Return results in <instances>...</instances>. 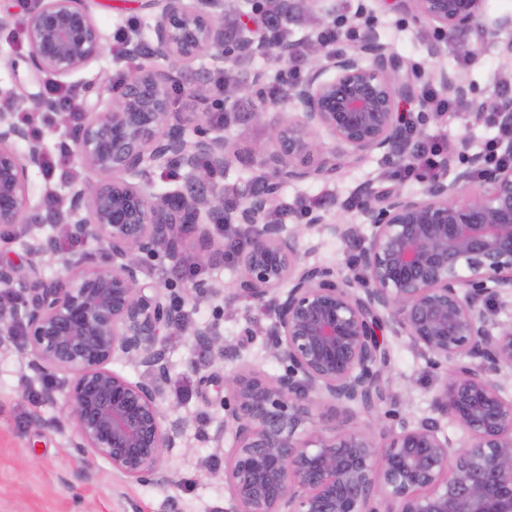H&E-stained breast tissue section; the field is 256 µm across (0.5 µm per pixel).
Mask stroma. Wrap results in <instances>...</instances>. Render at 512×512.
Here are the masks:
<instances>
[{
  "instance_id": "1",
  "label": "stroma",
  "mask_w": 512,
  "mask_h": 512,
  "mask_svg": "<svg viewBox=\"0 0 512 512\" xmlns=\"http://www.w3.org/2000/svg\"><path fill=\"white\" fill-rule=\"evenodd\" d=\"M89 8L108 37L106 49L85 68L63 77L61 84L101 89L99 106L104 109L118 97L123 82L135 74L134 64L120 58L123 42L119 32L134 19L143 26L142 41L151 42L154 18L143 9L142 0H90ZM23 13L19 0H0V17L9 20L7 27L0 28V90L17 96L45 94L50 82H34L27 60L28 45L20 24ZM341 14L354 18L357 26L373 27L413 69L418 87H440V72L449 71L463 75L475 98L490 101L501 92L512 93V57L502 52L504 43L512 42V0H485L480 22L497 32L496 41L488 43L473 28L452 39L443 37L433 24L403 8L397 0H295L288 27L295 39L312 38ZM462 42L472 46L471 56L459 54ZM314 65V59L305 54L288 60L272 55L252 58L250 69L262 76L263 103L271 117L285 122L295 116L283 96L280 74L293 69L302 78ZM438 131L447 135L448 152L459 162L481 152L487 140L501 135L499 123H474L465 113L453 111L442 119H430L425 135L430 138ZM224 135L235 157L217 184L244 187L261 174L260 160L273 149L269 129L263 124L238 123L230 125ZM61 140L59 133L46 138L53 169L29 171L34 201H41L50 190L66 195L65 172H72L79 182L98 179L78 161L60 165ZM367 181L375 182L382 190L406 194H418L425 188L424 182L403 176L400 164L378 153L358 164L342 165L329 178L283 184L278 202L294 207L295 212L281 216L279 222L285 234L295 236L308 262L355 273V248L328 231L307 227L304 214L319 211L328 223L357 225L360 238H368L371 229L359 223L352 205L355 189ZM208 227L210 237L206 240L194 231L186 234L185 262L180 269H173L161 253L140 257L145 279L165 283L167 302L179 306L183 315L180 327L161 333L171 369V381L161 397L162 411L165 416L188 421L180 447L165 457L172 483L124 481L102 461L97 463L90 481H77L74 474L83 456L73 446L61 404L44 401L47 378L31 370L15 346L8 345L0 348V512H214L223 504L228 495L219 476L224 469V451L208 435L224 418L228 398L224 377L252 370L273 379L284 372L285 365L275 355L272 305L259 306L237 294L239 268L226 236L233 232L243 237L247 230L236 220L232 197H225L223 211L209 217ZM50 231L47 224H22L0 235V262L27 267L28 243ZM203 250L212 259L199 269L194 258ZM74 256L100 265L112 263L104 244L63 234L58 238L57 255L38 259L35 272L44 279L62 276L65 259ZM195 281L220 289V296L191 295L188 288ZM201 324L208 325L223 340V358L210 360L196 347L191 333ZM386 341L391 355L385 383L388 399L378 413L370 416L357 409L335 410L319 401L312 407L313 419L332 411L337 428L372 431L379 425L398 427L404 418L431 416V401L445 366L432 365L407 337L390 335Z\"/></svg>"
}]
</instances>
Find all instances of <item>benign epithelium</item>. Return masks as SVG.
I'll return each instance as SVG.
<instances>
[{
	"mask_svg": "<svg viewBox=\"0 0 512 512\" xmlns=\"http://www.w3.org/2000/svg\"><path fill=\"white\" fill-rule=\"evenodd\" d=\"M417 16L453 36L478 23L482 0H405ZM221 0H146L158 9L150 59L188 61L209 53L224 68V24L216 18ZM29 63L36 80L65 76L97 59L106 37L88 0H34L24 22ZM244 56L291 49L256 37L249 22L236 32ZM357 49L323 53V62L291 86L296 118L270 125L275 150L262 167L265 190L245 189L236 219L251 227L238 252L239 292L276 303V355L284 374L269 380L257 373L224 377L232 404L211 439L232 446L222 479L229 496L216 512H512V398L497 375L512 371V324L500 322L494 306L512 295V164L491 166L480 154L466 166L447 159L420 196L382 192L367 182L356 192L359 223L371 226L357 256L365 280L310 264L294 237L266 220L279 186L290 180L326 178L340 164H356L380 152L404 164L413 156L412 136L430 119L419 113L407 123L400 100L418 98L404 61L370 31L357 35ZM169 76L141 65L107 111L85 103L69 139L82 165L103 176L71 185L67 213L48 222L70 235L106 245L112 265L67 262L56 280L28 277L0 264V288L22 300V308L0 303V344L22 329L21 354L42 373L68 374L43 396L64 399L74 447L84 455L76 478L90 480L97 460L126 481L148 477L172 481L165 454L178 447L187 420L166 419L160 408L169 380L165 351L157 346L165 327L181 325L180 310L162 303L163 284L143 283L137 254L163 252L181 262L179 233L190 224L208 234L202 212L221 210L224 193L210 174L231 162L223 128L211 127L188 141L182 114L171 111ZM441 82L469 97L465 79L442 73ZM49 114L55 100L38 94L15 97L0 111V230L37 219L28 171L43 162L42 136L15 118V110ZM325 131L327 147L314 138ZM26 143V151L16 145ZM206 160L203 166L200 160ZM188 173L186 191L160 203L149 171ZM483 190L463 191L474 182ZM87 210L72 224L68 217ZM338 238L357 235L352 224H328L309 216ZM42 258L57 253L53 235L29 247ZM405 336L434 364L447 370L433 398L438 417L403 419L397 428L373 435L336 431V416L312 423L318 398L366 414L387 400L384 376L390 356L384 332ZM192 336L217 357L224 346L206 327ZM123 359L145 368L132 381L112 370ZM446 418L467 439L453 446L442 434Z\"/></svg>",
	"mask_w": 512,
	"mask_h": 512,
	"instance_id": "obj_1",
	"label": "benign epithelium"
}]
</instances>
